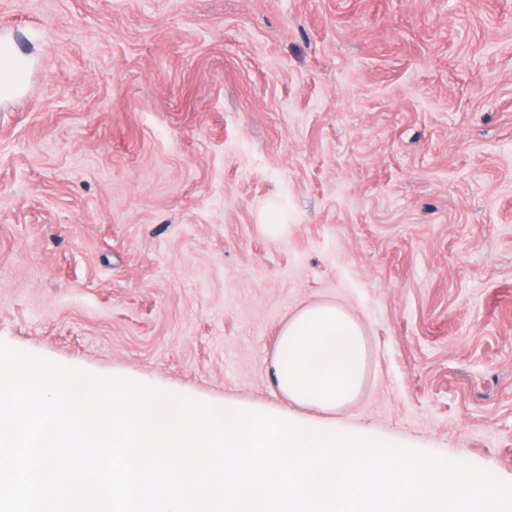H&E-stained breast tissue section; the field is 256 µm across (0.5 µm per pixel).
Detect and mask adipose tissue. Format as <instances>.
Wrapping results in <instances>:
<instances>
[{
  "label": "adipose tissue",
  "mask_w": 512,
  "mask_h": 512,
  "mask_svg": "<svg viewBox=\"0 0 512 512\" xmlns=\"http://www.w3.org/2000/svg\"><path fill=\"white\" fill-rule=\"evenodd\" d=\"M12 34H0V103L20 97L26 84ZM368 347L360 321L331 302L309 304L282 327L275 361L280 390L289 400L322 412L355 401L362 389Z\"/></svg>",
  "instance_id": "1"
}]
</instances>
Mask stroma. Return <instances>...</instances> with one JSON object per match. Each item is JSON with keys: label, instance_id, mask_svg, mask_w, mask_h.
Segmentation results:
<instances>
[{"label": "stroma", "instance_id": "obj_1", "mask_svg": "<svg viewBox=\"0 0 512 512\" xmlns=\"http://www.w3.org/2000/svg\"><path fill=\"white\" fill-rule=\"evenodd\" d=\"M1 30L35 60L1 341L512 481V0H0ZM317 301L369 350L333 414L274 372Z\"/></svg>", "mask_w": 512, "mask_h": 512}]
</instances>
